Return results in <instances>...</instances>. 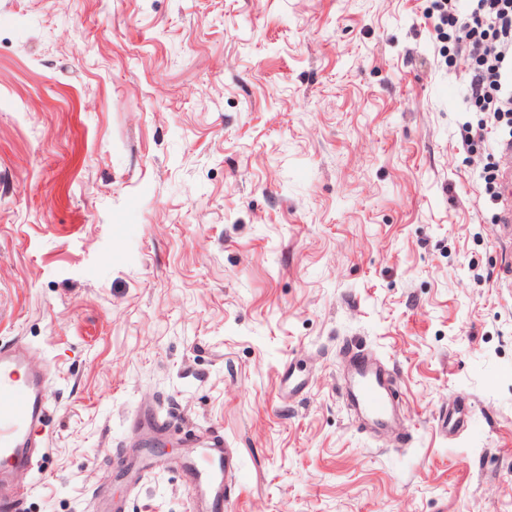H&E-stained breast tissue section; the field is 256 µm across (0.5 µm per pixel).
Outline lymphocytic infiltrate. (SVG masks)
I'll return each mask as SVG.
<instances>
[{"label": "lymphocytic infiltrate", "mask_w": 512, "mask_h": 512, "mask_svg": "<svg viewBox=\"0 0 512 512\" xmlns=\"http://www.w3.org/2000/svg\"><path fill=\"white\" fill-rule=\"evenodd\" d=\"M432 9L470 62L466 99L482 115L479 139L502 144L501 127L512 129V0H468L463 12L432 0Z\"/></svg>", "instance_id": "obj_1"}]
</instances>
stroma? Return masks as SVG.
Returning <instances> with one entry per match:
<instances>
[{"mask_svg":"<svg viewBox=\"0 0 512 512\" xmlns=\"http://www.w3.org/2000/svg\"><path fill=\"white\" fill-rule=\"evenodd\" d=\"M431 0H0V347L49 368L23 512H512V224ZM395 377L365 431L345 349ZM471 423L449 435L448 409ZM174 446L140 481L145 414ZM223 437H214L180 462L195 512H223L224 494L240 481L238 462Z\"/></svg>","mask_w":512,"mask_h":512,"instance_id":"stroma-1","label":"stroma"}]
</instances>
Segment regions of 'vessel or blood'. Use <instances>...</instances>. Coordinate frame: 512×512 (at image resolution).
<instances>
[{
    "label": "vessel or blood",
    "mask_w": 512,
    "mask_h": 512,
    "mask_svg": "<svg viewBox=\"0 0 512 512\" xmlns=\"http://www.w3.org/2000/svg\"><path fill=\"white\" fill-rule=\"evenodd\" d=\"M348 376L342 395L352 413L372 428H394L401 411L387 367L357 347L345 350ZM50 414V373L32 370L27 350L0 347V512H16L24 496L15 474L41 460L38 438ZM194 512H224V494L240 480L238 462L223 438L214 437L181 461Z\"/></svg>",
    "instance_id": "b4317fda"
}]
</instances>
